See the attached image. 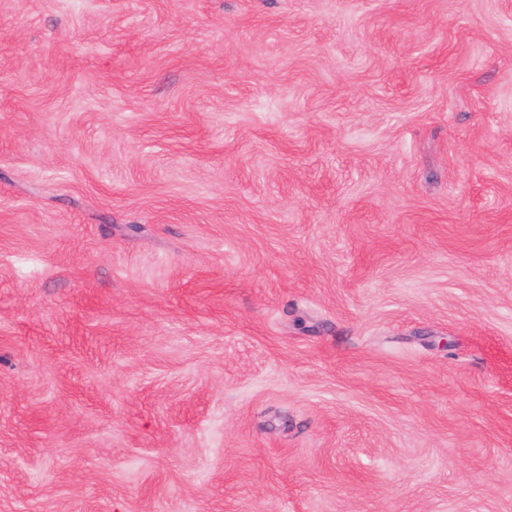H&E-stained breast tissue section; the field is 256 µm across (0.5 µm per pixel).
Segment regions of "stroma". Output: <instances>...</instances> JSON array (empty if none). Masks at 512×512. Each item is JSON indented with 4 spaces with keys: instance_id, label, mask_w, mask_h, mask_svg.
<instances>
[{
    "instance_id": "1",
    "label": "stroma",
    "mask_w": 512,
    "mask_h": 512,
    "mask_svg": "<svg viewBox=\"0 0 512 512\" xmlns=\"http://www.w3.org/2000/svg\"><path fill=\"white\" fill-rule=\"evenodd\" d=\"M0 512H512V0H0Z\"/></svg>"
}]
</instances>
